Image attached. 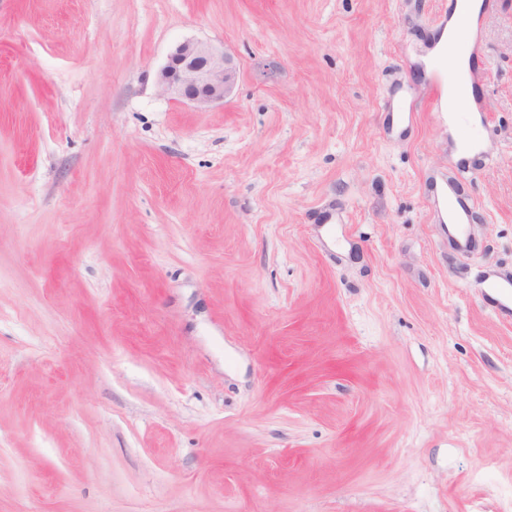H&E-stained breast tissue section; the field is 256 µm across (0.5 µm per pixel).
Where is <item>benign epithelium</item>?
I'll use <instances>...</instances> for the list:
<instances>
[{
    "label": "benign epithelium",
    "mask_w": 512,
    "mask_h": 512,
    "mask_svg": "<svg viewBox=\"0 0 512 512\" xmlns=\"http://www.w3.org/2000/svg\"><path fill=\"white\" fill-rule=\"evenodd\" d=\"M238 79L227 51L194 40L179 43L158 75V85L171 98L206 108L222 103Z\"/></svg>",
    "instance_id": "7a95c632"
}]
</instances>
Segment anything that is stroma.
<instances>
[{"mask_svg": "<svg viewBox=\"0 0 512 512\" xmlns=\"http://www.w3.org/2000/svg\"><path fill=\"white\" fill-rule=\"evenodd\" d=\"M454 2L0 0V512H512V0L452 133ZM238 79L232 56L194 40L179 43L158 75V85L171 98L198 108L223 103ZM445 187L441 200L437 201L440 212H446L448 224L454 231L456 246L460 251H467L470 246V235L468 233L467 217L470 211V204L458 194L457 187L452 181H444ZM491 297L494 301L486 302V305L494 312L501 311L502 307H512V278L508 275L497 274L488 285Z\"/></svg>", "mask_w": 512, "mask_h": 512, "instance_id": "stroma-1", "label": "stroma"}]
</instances>
